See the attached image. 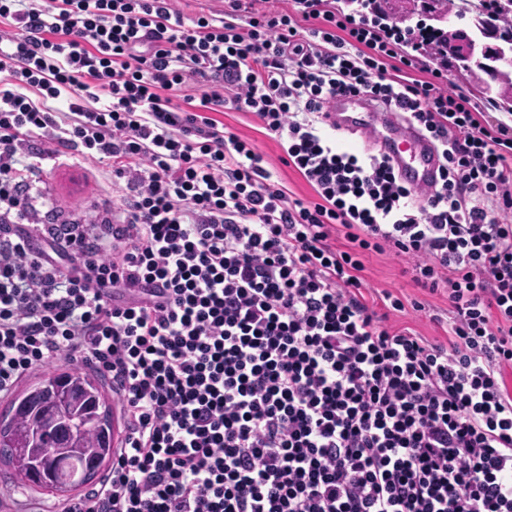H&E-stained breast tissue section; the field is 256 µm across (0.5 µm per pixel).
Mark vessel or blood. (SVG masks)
<instances>
[{"mask_svg":"<svg viewBox=\"0 0 512 512\" xmlns=\"http://www.w3.org/2000/svg\"><path fill=\"white\" fill-rule=\"evenodd\" d=\"M325 113L327 123L339 130L372 131L379 151L408 185L425 187L437 178L439 159L433 143L399 113L379 110L364 96L354 94L328 101Z\"/></svg>","mask_w":512,"mask_h":512,"instance_id":"vessel-or-blood-1","label":"vessel or blood"}]
</instances>
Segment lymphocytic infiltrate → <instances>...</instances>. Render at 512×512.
<instances>
[{
    "instance_id": "1",
    "label": "lymphocytic infiltrate",
    "mask_w": 512,
    "mask_h": 512,
    "mask_svg": "<svg viewBox=\"0 0 512 512\" xmlns=\"http://www.w3.org/2000/svg\"><path fill=\"white\" fill-rule=\"evenodd\" d=\"M265 2L0 0V398L60 351L108 380L124 436L57 512H512V113L362 0ZM347 94L404 112L438 181L339 146ZM40 138L109 161L119 201L40 222ZM374 253L446 298L442 336L391 324ZM427 59L422 58L424 61H429L428 63L432 67H440L443 70V73L446 77V80L448 82V85L459 89L466 93L474 102H476L481 107L488 109V112H502V110L496 106H494L491 102H489L485 95L488 97H493L498 101L499 104L503 105L506 108H511L512 99L509 103H506L505 98L500 93V90L496 88L493 85L485 84L483 82H480L477 86V88L480 89V91L484 94L482 95L472 84H470L468 81L464 79V76H461L457 73H454L453 71H450L446 67H442L436 59H430L426 56ZM218 118L224 122L227 130L251 140L258 150L267 156L271 163L274 180H278L286 186L293 197L306 201L314 199L312 190L301 176L282 162L281 157H285V155L278 142L264 133L265 130L258 126L251 113L227 110L223 115L219 114Z\"/></svg>"
}]
</instances>
